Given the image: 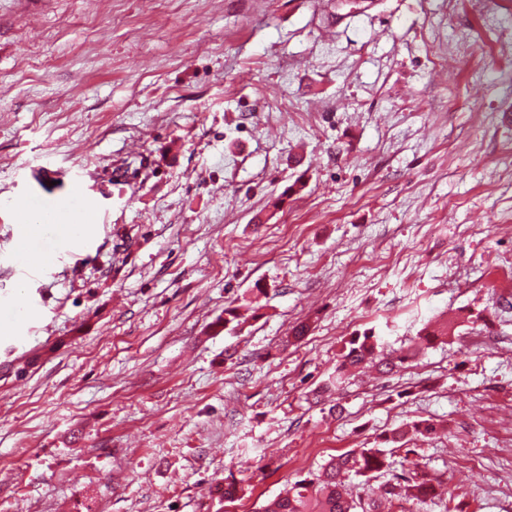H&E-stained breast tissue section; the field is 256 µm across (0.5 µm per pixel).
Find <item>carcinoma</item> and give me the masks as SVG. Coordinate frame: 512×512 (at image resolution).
I'll list each match as a JSON object with an SVG mask.
<instances>
[{
	"mask_svg": "<svg viewBox=\"0 0 512 512\" xmlns=\"http://www.w3.org/2000/svg\"><path fill=\"white\" fill-rule=\"evenodd\" d=\"M455 329L452 322H439L422 329L412 343L398 349L387 347L384 338L377 335L373 328L356 332L344 342L336 370L321 391L343 390L353 369L364 363L374 365L385 374L392 373L411 362L421 351L453 334ZM435 431L432 423L413 422L383 437L381 444L373 448L338 455L318 471L308 473L268 500L261 512H383L385 501L393 509L401 506L403 501L432 500L437 497L435 486L423 477L402 478L406 483V493L403 495L396 491V486L387 483L379 493L369 489L364 498H355L348 493L344 479L352 473L369 479L383 475L392 468L390 452L383 445L391 444L400 449L405 445L407 434L413 432L426 438Z\"/></svg>",
	"mask_w": 512,
	"mask_h": 512,
	"instance_id": "1",
	"label": "carcinoma"
}]
</instances>
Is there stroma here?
I'll list each match as a JSON object with an SVG mask.
<instances>
[{"label": "stroma", "mask_w": 512, "mask_h": 512, "mask_svg": "<svg viewBox=\"0 0 512 512\" xmlns=\"http://www.w3.org/2000/svg\"><path fill=\"white\" fill-rule=\"evenodd\" d=\"M79 172L24 274L11 205ZM424 420L394 470L512 512V0H0V512H258ZM456 328L457 326L448 320L425 327L412 343L398 349H387L383 336H378L375 329L367 328L363 332L353 333L344 342L335 372L320 390L321 392H332V389L336 392L343 390L351 378L353 369L364 363L374 365L385 374L397 371L424 349L454 334Z\"/></svg>", "instance_id": "35a3bbf8"}]
</instances>
